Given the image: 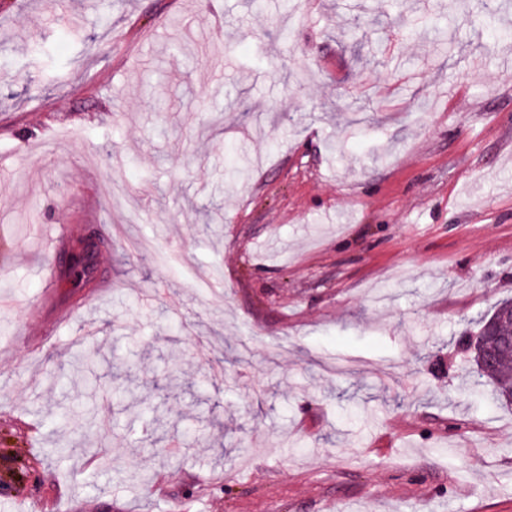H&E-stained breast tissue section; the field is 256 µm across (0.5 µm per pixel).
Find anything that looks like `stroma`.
Returning a JSON list of instances; mask_svg holds the SVG:
<instances>
[{
	"instance_id": "35a3bbf8",
	"label": "stroma",
	"mask_w": 512,
	"mask_h": 512,
	"mask_svg": "<svg viewBox=\"0 0 512 512\" xmlns=\"http://www.w3.org/2000/svg\"><path fill=\"white\" fill-rule=\"evenodd\" d=\"M506 28L0 0V512H512V408L459 349L512 298ZM49 235L102 239L89 285Z\"/></svg>"
}]
</instances>
